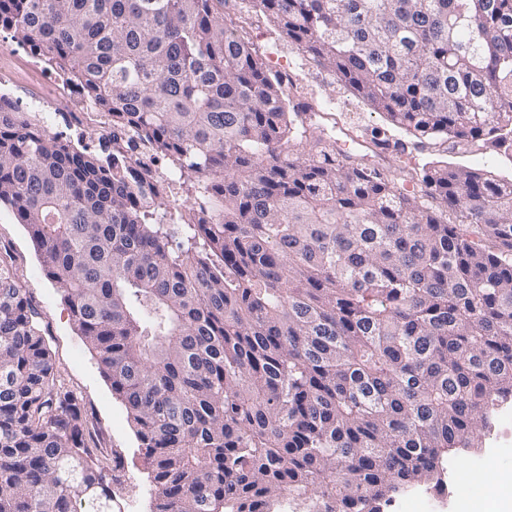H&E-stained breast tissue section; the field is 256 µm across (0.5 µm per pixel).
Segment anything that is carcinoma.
I'll list each match as a JSON object with an SVG mask.
<instances>
[{"mask_svg": "<svg viewBox=\"0 0 512 512\" xmlns=\"http://www.w3.org/2000/svg\"><path fill=\"white\" fill-rule=\"evenodd\" d=\"M229 2L0 0L116 130L98 156L0 110V204L124 404L154 512H384L443 490L512 399V179L436 161L412 196L309 140L313 104ZM241 3L395 127L512 161V0ZM135 153L158 163L138 181ZM97 451L7 253L0 512H114Z\"/></svg>", "mask_w": 512, "mask_h": 512, "instance_id": "cac0c4a2", "label": "carcinoma"}]
</instances>
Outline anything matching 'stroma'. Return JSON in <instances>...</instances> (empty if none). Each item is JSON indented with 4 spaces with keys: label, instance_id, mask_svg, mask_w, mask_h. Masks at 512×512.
<instances>
[{
    "label": "stroma",
    "instance_id": "obj_1",
    "mask_svg": "<svg viewBox=\"0 0 512 512\" xmlns=\"http://www.w3.org/2000/svg\"><path fill=\"white\" fill-rule=\"evenodd\" d=\"M225 19L253 44L271 70L290 74L304 94L328 105V112L317 121L315 135L334 139L339 147L356 155L371 153L370 143L376 137L401 142V149L382 152L380 164L384 167L419 169L445 158L441 142H418L390 125L384 114L370 110L333 75L302 64L300 53L267 21L245 19L235 10L226 13ZM5 251L14 259L19 288L40 313L45 340L66 386L81 399L98 448L117 468L119 480L114 492L121 512H152L154 487L126 409L113 395L66 303L42 270L25 226L18 223L9 206L1 204L0 252ZM504 431L503 418H496L491 434L479 435L477 454L462 453L453 458L456 476L449 479L445 494L427 492V512H460V489L472 486L473 473H480L490 487L499 486L502 474H512V436H505Z\"/></svg>",
    "mask_w": 512,
    "mask_h": 512
}]
</instances>
